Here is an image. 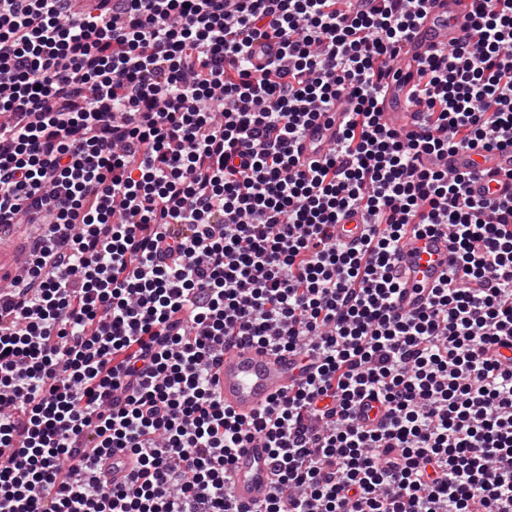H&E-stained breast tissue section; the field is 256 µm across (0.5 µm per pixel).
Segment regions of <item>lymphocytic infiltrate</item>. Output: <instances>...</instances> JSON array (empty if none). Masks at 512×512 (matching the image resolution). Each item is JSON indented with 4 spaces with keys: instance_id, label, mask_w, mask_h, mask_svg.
Listing matches in <instances>:
<instances>
[{
    "instance_id": "lymphocytic-infiltrate-1",
    "label": "lymphocytic infiltrate",
    "mask_w": 512,
    "mask_h": 512,
    "mask_svg": "<svg viewBox=\"0 0 512 512\" xmlns=\"http://www.w3.org/2000/svg\"><path fill=\"white\" fill-rule=\"evenodd\" d=\"M72 2L0 0V224L47 215L0 299V512H242L257 443L258 512H512V196L423 163L512 147V0H474L467 39L418 61L406 133L379 103L429 0ZM357 211L352 249L333 228ZM409 224L453 265L403 315ZM238 340L302 373L248 419L213 371ZM335 113V119L331 123L327 122L326 117H322L311 124L298 139L295 150L301 160L320 158L340 138L345 125V114L344 112ZM273 478L267 448H240L231 478L235 503L242 508H257L270 496Z\"/></svg>"
}]
</instances>
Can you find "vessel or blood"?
Segmentation results:
<instances>
[{"label":"vessel or blood","mask_w":512,"mask_h":512,"mask_svg":"<svg viewBox=\"0 0 512 512\" xmlns=\"http://www.w3.org/2000/svg\"><path fill=\"white\" fill-rule=\"evenodd\" d=\"M472 10L473 0H431L425 18L391 64L394 76L387 81L380 105L382 120L388 127L400 132L413 129L412 85L403 81L402 76L434 48L463 42L469 32ZM344 125L345 115L341 112L336 113L334 120L322 118L311 124L295 144L301 160L321 157L340 138ZM443 165L460 171L478 168L483 178L474 186L475 196H496L500 186L490 176L512 171V148L479 155L451 154L444 158ZM365 231L360 216H348L337 224L336 237L353 247ZM12 236V225L0 224V285L11 282L29 262L26 251L8 246ZM449 262L445 235L407 236L392 264V273L402 286L397 298L400 312L411 314L424 306L430 289L447 275ZM215 372L221 402L243 418L269 407L275 397L287 393L299 378L294 357L251 344L225 349ZM231 482L233 499L246 512H253L265 502L273 489V464L267 449H240Z\"/></svg>","instance_id":"vessel-or-blood-1"}]
</instances>
